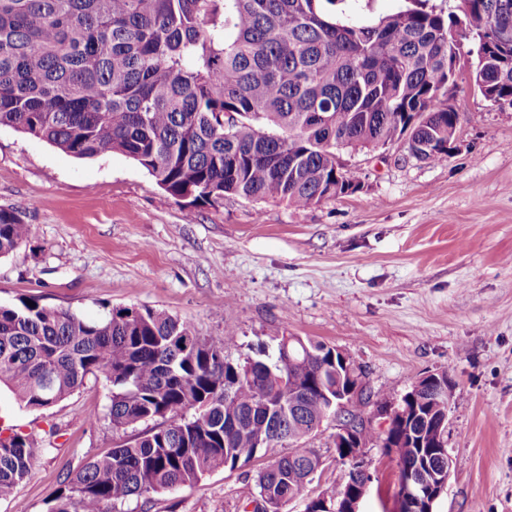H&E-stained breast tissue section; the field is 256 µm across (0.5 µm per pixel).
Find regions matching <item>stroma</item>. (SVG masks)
Here are the masks:
<instances>
[{"label": "stroma", "mask_w": 512, "mask_h": 512, "mask_svg": "<svg viewBox=\"0 0 512 512\" xmlns=\"http://www.w3.org/2000/svg\"><path fill=\"white\" fill-rule=\"evenodd\" d=\"M448 102L458 123L446 160H417L399 143L342 151L362 190L304 209L237 197L192 207L122 154L78 159L2 126L0 208L21 211L33 236L0 258V304L35 296L89 320L118 306L163 309L206 339L234 330V360L309 337L393 400L448 372L454 469L435 510L512 512V105L485 99L467 68ZM110 390L91 375L32 411L0 389V430L51 435L0 512H47L67 471L145 431H113ZM334 432L327 421L303 442L323 460L305 496L345 477ZM367 454L361 510L394 512L398 466L379 447ZM267 464L258 455L118 512H244Z\"/></svg>", "instance_id": "obj_1"}]
</instances>
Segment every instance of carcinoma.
<instances>
[{"instance_id":"1","label":"carcinoma","mask_w":512,"mask_h":512,"mask_svg":"<svg viewBox=\"0 0 512 512\" xmlns=\"http://www.w3.org/2000/svg\"><path fill=\"white\" fill-rule=\"evenodd\" d=\"M356 2L0 0V127L80 159L121 153L190 206L231 195L305 208L360 189L343 149L403 142L422 161L448 157L457 28L477 44L484 97L512 99V0H460L458 15L405 0L374 21L356 17ZM32 234L21 212L0 209V258ZM235 339H202L164 309L113 307L89 321L34 297L0 305V385L25 407L45 409L100 373L113 430L163 419L66 473L50 512L148 503L258 453L271 460L248 501L279 512L302 494L319 457L297 444L333 411L319 390L336 385L332 347L292 342L296 388L285 393L282 348L236 361L225 356ZM433 405L426 392L396 419L422 432ZM277 417L288 438L266 448ZM48 451L32 434L0 433V500ZM395 460L402 477L422 465L407 442Z\"/></svg>"}]
</instances>
